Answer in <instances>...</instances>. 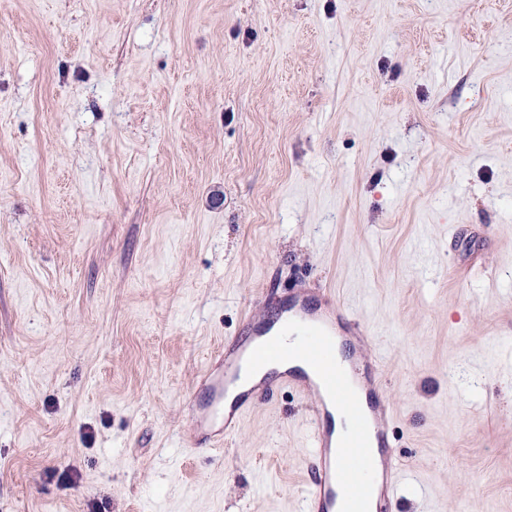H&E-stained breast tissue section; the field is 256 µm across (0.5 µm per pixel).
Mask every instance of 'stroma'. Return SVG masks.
<instances>
[{
    "mask_svg": "<svg viewBox=\"0 0 512 512\" xmlns=\"http://www.w3.org/2000/svg\"><path fill=\"white\" fill-rule=\"evenodd\" d=\"M301 280L393 512H512V0H0V512H301L306 401L186 406Z\"/></svg>",
    "mask_w": 512,
    "mask_h": 512,
    "instance_id": "obj_1",
    "label": "stroma"
}]
</instances>
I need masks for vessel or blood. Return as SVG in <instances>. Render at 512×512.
I'll return each mask as SVG.
<instances>
[{
  "label": "vessel or blood",
  "mask_w": 512,
  "mask_h": 512,
  "mask_svg": "<svg viewBox=\"0 0 512 512\" xmlns=\"http://www.w3.org/2000/svg\"><path fill=\"white\" fill-rule=\"evenodd\" d=\"M279 326L247 318L243 337L225 339L207 367L203 399L188 403L192 448H212L239 431L253 404L289 388L309 403V447L301 512H392L401 472L391 449L394 410L376 392L381 374L374 333L356 311L326 289L299 288ZM350 432L336 442L329 404Z\"/></svg>",
  "instance_id": "obj_1"
}]
</instances>
